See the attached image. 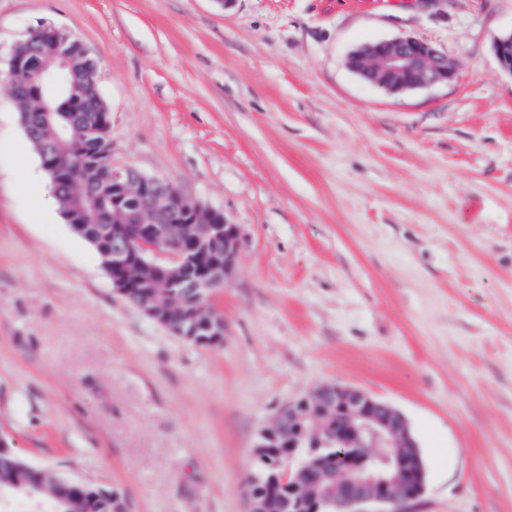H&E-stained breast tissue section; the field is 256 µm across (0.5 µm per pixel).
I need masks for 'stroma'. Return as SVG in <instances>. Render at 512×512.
I'll return each instance as SVG.
<instances>
[{"mask_svg": "<svg viewBox=\"0 0 512 512\" xmlns=\"http://www.w3.org/2000/svg\"><path fill=\"white\" fill-rule=\"evenodd\" d=\"M47 26L97 63L113 163L240 226L219 345L116 293L19 153L9 51ZM509 32L512 0H0V435L127 512H246L260 431L346 383L412 429L407 512H512ZM406 36L455 80L387 94L349 68Z\"/></svg>", "mask_w": 512, "mask_h": 512, "instance_id": "35a3bbf8", "label": "stroma"}]
</instances>
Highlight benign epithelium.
I'll return each instance as SVG.
<instances>
[{
	"label": "benign epithelium",
	"instance_id": "obj_1",
	"mask_svg": "<svg viewBox=\"0 0 512 512\" xmlns=\"http://www.w3.org/2000/svg\"><path fill=\"white\" fill-rule=\"evenodd\" d=\"M50 45L52 53L37 62L36 72L44 80L59 70L72 76V90L78 81L74 62L80 56L90 62L81 43L55 27H43L17 42L9 54V86L19 106L39 102L31 95L22 73L31 69L33 49ZM494 53L502 71L512 74V33L498 38ZM349 67L362 78L389 94L427 88L451 82L456 70L448 58L431 44L399 37L368 43L354 50ZM23 127L27 136L34 129L49 124V113L38 110L25 113ZM61 126L52 138L35 141L42 167L53 181L67 173L58 162V147L69 134ZM98 181L112 185V190L127 189L134 198L126 211L112 206V223L97 214L73 215L77 227H89L105 237H112V288L127 295L132 288H161L153 300L139 308L152 321L170 333L183 335L182 325L167 318L178 310L188 295L203 298L211 290L223 287L233 274L243 245L240 226L226 216L203 205L195 197L169 181L147 176L130 167H116L112 151L89 162ZM333 410L341 422L336 428V453L326 452L328 442L315 434L314 447L306 458L293 464L296 448L307 430L301 425L300 410ZM257 447L286 448L288 458L281 461L270 480L288 488V496H268L277 512H368L379 505L381 512H401V506L417 499L425 488V467L404 415L388 402L363 389L323 383L300 401L284 407L273 424L260 434Z\"/></svg>",
	"mask_w": 512,
	"mask_h": 512
}]
</instances>
